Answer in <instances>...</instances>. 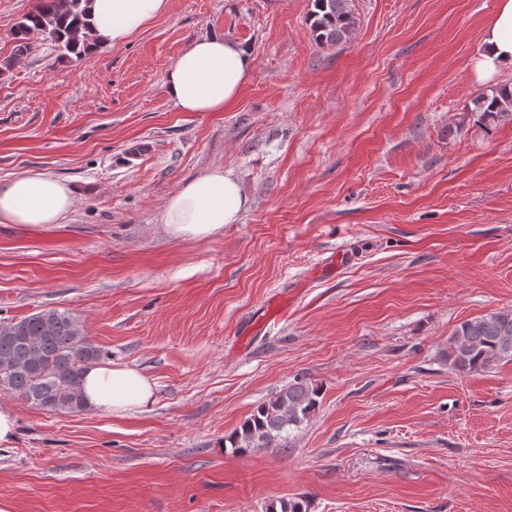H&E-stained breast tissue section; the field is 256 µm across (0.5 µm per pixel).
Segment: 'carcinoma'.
<instances>
[{
  "label": "carcinoma",
  "mask_w": 512,
  "mask_h": 512,
  "mask_svg": "<svg viewBox=\"0 0 512 512\" xmlns=\"http://www.w3.org/2000/svg\"><path fill=\"white\" fill-rule=\"evenodd\" d=\"M354 0H312L308 23L319 46L348 42L359 25ZM84 0H39L12 31L16 52L32 50L30 33L46 36L61 55L91 53ZM463 119L489 134L512 123V84H501L482 94ZM100 350L72 315L44 309L18 321H0V392L15 395L50 412L84 409L81 380ZM448 366L473 374L502 361H512V309L499 310L459 324L448 340ZM319 389L298 378L274 399L262 403L236 430L235 444L265 448L297 427L318 405Z\"/></svg>",
  "instance_id": "1"
}]
</instances>
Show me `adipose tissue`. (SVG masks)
<instances>
[{
    "instance_id": "ef3b65f1",
    "label": "adipose tissue",
    "mask_w": 512,
    "mask_h": 512,
    "mask_svg": "<svg viewBox=\"0 0 512 512\" xmlns=\"http://www.w3.org/2000/svg\"><path fill=\"white\" fill-rule=\"evenodd\" d=\"M86 7L91 42L113 47L165 15L170 0H87ZM252 68L248 48L220 34H204L194 38L168 69L166 94L180 112H221L237 101ZM511 68L512 0H499L483 30L473 70L484 82ZM77 204L74 188L45 171H25L0 182V224H62ZM246 207L238 183L216 167L170 194L161 222L173 237L205 239L236 223ZM81 394L86 407L121 415L151 403L154 384L137 370L92 363L84 371Z\"/></svg>"
}]
</instances>
